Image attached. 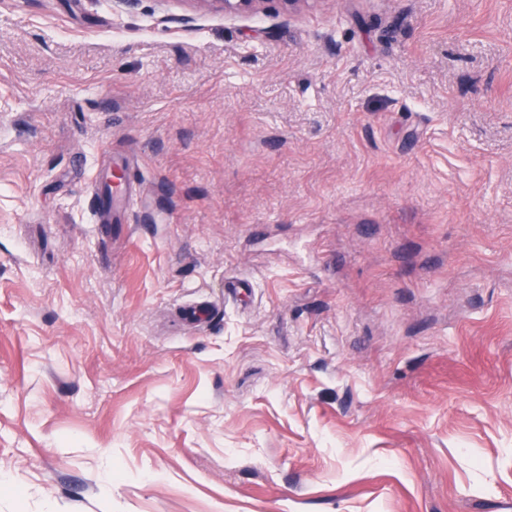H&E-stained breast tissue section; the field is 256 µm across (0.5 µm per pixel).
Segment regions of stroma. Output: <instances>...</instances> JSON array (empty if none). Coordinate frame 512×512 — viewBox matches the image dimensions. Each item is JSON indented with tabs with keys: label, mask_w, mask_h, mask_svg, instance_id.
<instances>
[{
	"label": "stroma",
	"mask_w": 512,
	"mask_h": 512,
	"mask_svg": "<svg viewBox=\"0 0 512 512\" xmlns=\"http://www.w3.org/2000/svg\"><path fill=\"white\" fill-rule=\"evenodd\" d=\"M0 512H512V0H0ZM209 4L217 11H224V14L239 15L257 13L265 8V4L269 2H278L281 7L290 12L307 0H199Z\"/></svg>",
	"instance_id": "obj_1"
}]
</instances>
